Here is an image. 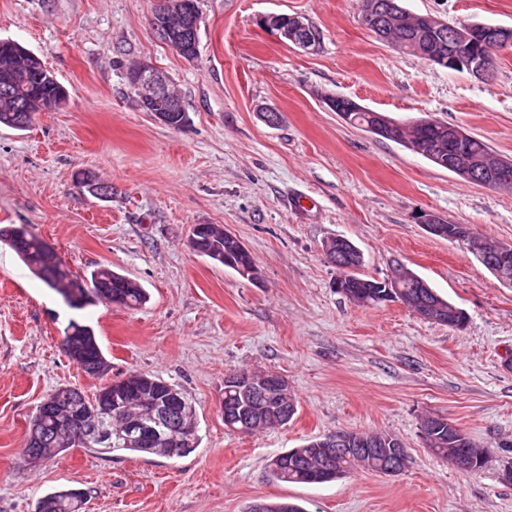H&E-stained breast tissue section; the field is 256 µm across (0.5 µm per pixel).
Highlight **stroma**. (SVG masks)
Here are the masks:
<instances>
[{
    "mask_svg": "<svg viewBox=\"0 0 512 512\" xmlns=\"http://www.w3.org/2000/svg\"><path fill=\"white\" fill-rule=\"evenodd\" d=\"M157 0H0V38L33 52L68 90L30 128L0 127V226L24 224L79 274L98 266L137 280L145 306L62 299L0 247V512H34L58 489L80 512H245L256 500L305 512H512V286L467 245L431 235L423 213L512 241V189L461 181L401 145L345 123L325 97L406 121L426 115L485 139L512 160V47L479 79L394 49L361 23L360 0H199L198 60L151 27ZM451 23L512 26V0H403ZM298 15L323 40L314 51L265 29ZM168 74L189 121L163 125L136 101L128 69ZM275 108L279 124L260 117ZM91 170L110 199L80 191ZM226 226L260 282L193 252L195 225ZM361 251V276L404 264L463 309L464 328L396 302L363 308L338 294L323 251L331 238ZM77 319L94 327L107 378L62 347ZM132 370L177 385L192 402L199 445L172 459L73 448L24 464L28 422L46 394L93 395ZM270 371L288 383L287 425L225 429L224 376ZM448 417L490 448L467 475L424 444L422 416ZM341 430L388 432L406 445L401 474L360 470L324 484L270 478L269 459Z\"/></svg>",
    "mask_w": 512,
    "mask_h": 512,
    "instance_id": "35a3bbf8",
    "label": "stroma"
}]
</instances>
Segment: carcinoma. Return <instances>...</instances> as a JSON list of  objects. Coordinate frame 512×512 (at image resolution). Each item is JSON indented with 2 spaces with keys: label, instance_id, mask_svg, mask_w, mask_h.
<instances>
[{
  "label": "carcinoma",
  "instance_id": "obj_1",
  "mask_svg": "<svg viewBox=\"0 0 512 512\" xmlns=\"http://www.w3.org/2000/svg\"><path fill=\"white\" fill-rule=\"evenodd\" d=\"M374 0H362L361 16L363 24L369 29L385 26L388 39L395 47L406 42L404 30L392 25L385 13L370 9ZM152 25L156 34L167 30L173 32L178 27V19L169 14L164 7H155ZM67 98L61 94L56 77L45 68L39 58L26 53L22 45L10 49L0 47V126L14 130H23L31 124L29 114L42 109L55 111ZM388 140L404 146L413 153L422 156L433 164L448 155V135L440 132V126L418 129L410 123H404L390 132ZM454 150L462 159L477 155H493L490 146L478 136L472 135L454 144ZM18 226L10 224L0 226V243L8 245L22 262L49 288L63 300L77 301L76 308L83 309L108 297L119 305L136 310L147 302L145 288L136 280L115 272L108 266H99L85 279L73 275L61 261L50 267L46 260L47 244L29 233L23 237L17 234ZM195 250L202 256L220 263L234 271L255 266L249 251H244L236 239L224 235V226L205 225V231L194 233ZM344 249H336V240L324 246L329 255L328 261L346 267L356 257L357 247L352 241L343 243ZM342 282L343 296L361 307H374L382 303L378 296L381 281L367 279L357 272L344 271ZM422 277L407 268L401 283L404 292L402 303L410 307L413 301L423 295L448 309L452 306L447 299L435 291L419 287ZM64 349L74 346L81 351L79 369L103 377L109 370L108 361L97 341L94 329L75 319L69 320L63 330ZM113 391H122L130 395H140L146 404L136 412V423L129 429L123 428V421L115 418L111 412L98 408V415L79 429L67 430L62 422L70 410L91 405ZM183 396L174 385L159 376L142 372H131L127 378L110 381L94 397L89 398L74 387H58L43 400V407L36 409L32 416L26 439L27 453L23 462H41L57 457L76 447L103 448L107 451H129L146 453L162 458L181 457L198 446L195 416L185 419L180 428H175L174 414H168L158 408V404L170 394ZM252 406L235 397H224V427L242 433H254L263 429L285 426L296 414V405L289 406L288 415L276 420H259ZM422 428L435 438L430 450L437 456H448V452L464 451L473 443L463 430L450 428L445 422H436L431 417L423 419ZM323 441L321 437L308 440L299 448H292L274 457L268 464L270 476L278 481L292 484H321L346 477L357 469L378 471L381 457L374 460L360 459L354 455L343 458L340 463H323L317 448ZM82 494L76 490H59L41 497L34 512H79ZM246 512H304L297 504L290 502H268L257 500L246 508Z\"/></svg>",
  "mask_w": 512,
  "mask_h": 512
}]
</instances>
